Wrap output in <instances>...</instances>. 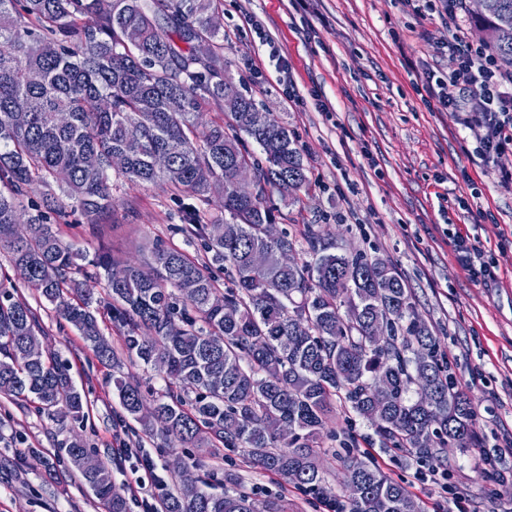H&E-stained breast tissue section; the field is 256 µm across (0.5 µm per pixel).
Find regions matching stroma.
I'll use <instances>...</instances> for the list:
<instances>
[{
	"label": "stroma",
	"mask_w": 512,
	"mask_h": 512,
	"mask_svg": "<svg viewBox=\"0 0 512 512\" xmlns=\"http://www.w3.org/2000/svg\"><path fill=\"white\" fill-rule=\"evenodd\" d=\"M212 15L239 89L294 132L312 183L299 204L272 196L278 231L296 237L303 225L314 224L325 240L347 251L397 265L419 317L433 328L449 374L474 401L485 456L509 478L493 486L484 457L453 449L443 463L449 481L467 512H505L512 507V454H501L498 445L512 434V250L500 261L498 284L487 288L463 270L451 234L460 231L485 251L512 240V180L500 174L512 166V155L485 159L456 110L425 103L436 78L457 67L447 27L424 0H214ZM283 66L293 83L290 97L279 81ZM114 197L115 227H92L68 208L53 219L62 238L128 261L153 244L202 258L179 230L183 199L168 184H125ZM477 210L485 211V219L473 220ZM4 277L41 315L48 331L44 347L69 360L89 410L84 422L60 425L0 396V428L12 437L0 442V512H104L66 461L63 445L75 434L102 455L119 440L129 442L131 454L114 469L120 484L149 474L169 484L179 478L175 457L204 460L202 449L168 448L123 416L110 368L70 325L56 321L50 305L26 287L9 254L1 252ZM327 431L321 465L337 495L347 491V474L334 453L346 445L368 453L403 482L422 512H446L438 486L417 475L415 461L373 443L367 421L340 411ZM30 447L55 461L60 480L46 479L39 459L27 455ZM147 458L154 464L150 473L143 466ZM223 468L241 477L256 501L283 496L288 512H323L315 496L255 469L239 454L225 453Z\"/></svg>",
	"instance_id": "obj_1"
}]
</instances>
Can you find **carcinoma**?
Masks as SVG:
<instances>
[{"mask_svg":"<svg viewBox=\"0 0 512 512\" xmlns=\"http://www.w3.org/2000/svg\"><path fill=\"white\" fill-rule=\"evenodd\" d=\"M212 2L0 0V250L55 318L112 368L126 415L143 420L146 398L120 356L162 379L152 399L157 416L144 420L150 436L171 448H204L212 459L239 451L337 512H421L401 483L350 451L339 456L349 494L338 497L318 465L328 420L339 406L370 424L379 447L426 462L443 448L482 449L473 401L448 377L395 265L334 251L313 224L301 232L310 259L280 262L298 241L267 237L270 193L299 203L309 179L293 134L241 91L229 121L221 109L198 132L230 74ZM476 21L492 53L512 66V0H487ZM274 140L285 144L278 154L266 151ZM160 153L165 168L154 164ZM114 155L125 159L118 170ZM241 162L256 171L251 198L233 186ZM114 178L132 186L163 181L205 203L223 198L221 221H206L193 204L182 210V231L200 243L206 263L160 245L138 263L90 256L21 205L29 187L42 186L47 207L60 211L68 200L100 226L112 216ZM58 180L61 198L51 192ZM256 250L269 256L262 268L251 264ZM116 267L124 270L118 281ZM214 268L227 286H217ZM92 279L104 282L103 296L83 287ZM226 304L236 319L224 318ZM102 311L121 333L118 349L100 326ZM381 328L387 336L379 340ZM42 335L37 310L0 281V395L53 422L82 419L86 394L67 360L39 351ZM65 452L105 512H130L111 459L80 435ZM215 481L207 473L165 490L164 512H288L279 498L257 506L241 485L218 493Z\"/></svg>","mask_w":512,"mask_h":512,"instance_id":"obj_1","label":"carcinoma"}]
</instances>
